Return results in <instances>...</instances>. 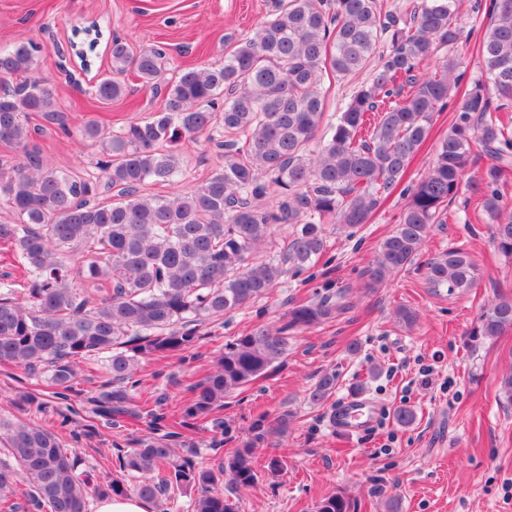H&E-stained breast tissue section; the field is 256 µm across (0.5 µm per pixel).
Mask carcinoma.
Returning <instances> with one entry per match:
<instances>
[{"mask_svg": "<svg viewBox=\"0 0 512 512\" xmlns=\"http://www.w3.org/2000/svg\"><path fill=\"white\" fill-rule=\"evenodd\" d=\"M490 21L479 44L482 74L454 105V121L427 173L406 183L408 168L459 87L460 40L456 0H420L413 8L384 10L379 0H266L253 34L227 37L224 63L182 69L165 85L163 111L117 131L90 122L83 136L100 143V175L91 178L49 166L32 143V115L67 130L53 90L31 78L38 47L0 49V143L23 151L0 164V203L12 221L0 223V248L21 269L22 291L0 292V364L45 376L52 397L67 402L59 426L72 423L71 400L79 369L96 362L103 380L88 398L93 418L107 423L134 413L132 392L141 385V362L193 348L206 321L266 296L287 276L309 272L327 250L326 226L354 236L394 193L405 199L399 224L379 245L363 272L373 289L410 267L434 224L464 190L492 220L497 248L512 256V198L500 190L512 168V127L499 113L512 105V0H489ZM451 54L433 73L419 67L435 45ZM163 54H134L112 40L114 77L95 86L102 103L121 98L117 76L132 70L160 89ZM378 65L348 102L327 116L324 79L342 80ZM21 81L9 85L10 80ZM224 104H218L219 99ZM206 131L222 135L224 164L199 186L175 197H147V183L165 185L183 175L175 145ZM491 157L477 180H464L473 157ZM114 190L116 202H95ZM292 227L278 248L277 227ZM81 254L77 264L68 259ZM104 280L107 288H88ZM433 293L463 294L476 283L469 255L448 249L426 263ZM348 287L324 288L295 303L278 327L258 324L224 345L212 370L192 388L183 417H206L224 399L265 374L288 353L291 336L320 326L348 309ZM512 328V296L500 295L471 332L490 338ZM336 374L326 372L308 399L327 403ZM288 411L259 420L250 438L229 449L219 469L194 461V442L162 431L121 451L128 477L96 489L100 496L160 501L194 488L193 512H238L216 489L259 481L253 461L269 435L288 432ZM15 466H0L4 512H87L89 482L77 473L75 452L55 430L29 419L0 415ZM24 500L7 495L15 477ZM340 492L326 494L314 512H351Z\"/></svg>", "mask_w": 512, "mask_h": 512, "instance_id": "obj_1", "label": "carcinoma"}]
</instances>
